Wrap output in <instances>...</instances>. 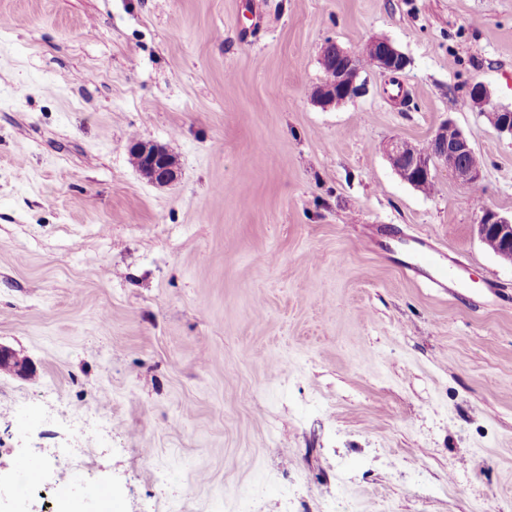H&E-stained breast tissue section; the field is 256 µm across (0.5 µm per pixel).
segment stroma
Returning <instances> with one entry per match:
<instances>
[{"mask_svg":"<svg viewBox=\"0 0 512 512\" xmlns=\"http://www.w3.org/2000/svg\"><path fill=\"white\" fill-rule=\"evenodd\" d=\"M0 498L96 450L77 507L512 512V0H0ZM410 60L314 103L321 53ZM452 121L483 159L425 193L382 147ZM177 179L142 178L130 140ZM425 237L466 286L409 269ZM111 429H104V416ZM168 475L155 483L156 471ZM365 47L375 54L374 67L382 73L401 74L410 64L409 59L385 38H372ZM469 92L476 106L483 111L491 124L501 133L512 137V109L496 107L492 104L490 93L482 83H474ZM132 162L143 174L142 167L151 169L152 175L147 179L155 185H167L177 177V162L168 149L156 143L135 142L130 145ZM141 174V175H142ZM474 229L479 239L493 247L501 259L512 263V217L506 218L489 207H484Z\"/></svg>","mask_w":512,"mask_h":512,"instance_id":"1","label":"stroma"}]
</instances>
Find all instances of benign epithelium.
<instances>
[{
	"label": "benign epithelium",
	"instance_id": "7a95c632",
	"mask_svg": "<svg viewBox=\"0 0 512 512\" xmlns=\"http://www.w3.org/2000/svg\"><path fill=\"white\" fill-rule=\"evenodd\" d=\"M366 49L375 54L374 67L385 74L403 73L409 65V59L385 38L375 37L366 44ZM351 63L336 72V79L319 86L314 94L317 104L328 107L356 96L361 86L357 84L361 66L357 57L349 55ZM469 92L476 106L483 111L491 124L502 134L512 136V109L496 107L492 104L490 93L482 83H474ZM129 152L137 170L147 167L152 175L148 181L155 185H167L177 177V162L168 149L156 143L135 142ZM453 152L461 157L475 153L462 131L451 121L441 124L426 146H415L400 139L390 141L386 154L392 160L397 174L416 188L433 179L432 169L439 165V157ZM451 173L466 184H475L481 180L482 169L465 163L451 169ZM474 229L479 239L493 247V252L501 259L512 263V217L506 218L495 210L485 207L481 211L478 224ZM0 369L25 375L33 370L32 364L20 359L15 352L0 345Z\"/></svg>",
	"mask_w": 512,
	"mask_h": 512
}]
</instances>
